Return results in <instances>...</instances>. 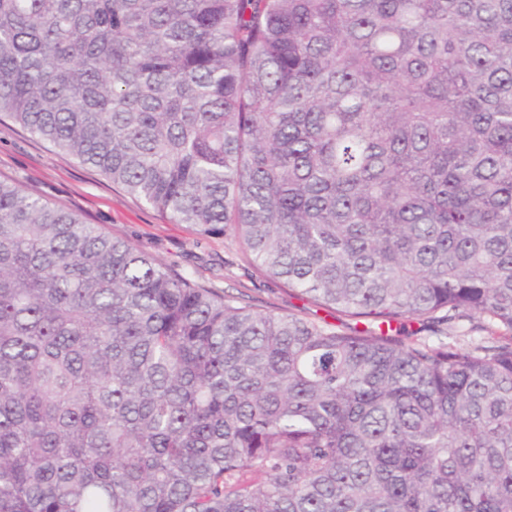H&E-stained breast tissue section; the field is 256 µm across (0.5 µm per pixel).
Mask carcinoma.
I'll return each mask as SVG.
<instances>
[{"instance_id": "carcinoma-1", "label": "carcinoma", "mask_w": 512, "mask_h": 512, "mask_svg": "<svg viewBox=\"0 0 512 512\" xmlns=\"http://www.w3.org/2000/svg\"><path fill=\"white\" fill-rule=\"evenodd\" d=\"M2 116L367 328L0 180V512H512V0H0Z\"/></svg>"}]
</instances>
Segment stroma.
<instances>
[{
  "label": "stroma",
  "mask_w": 512,
  "mask_h": 512,
  "mask_svg": "<svg viewBox=\"0 0 512 512\" xmlns=\"http://www.w3.org/2000/svg\"><path fill=\"white\" fill-rule=\"evenodd\" d=\"M0 179L78 213L86 223L128 240L200 285L243 295L251 309L294 312L315 320L326 316L314 304L263 279L230 236H204L192 225L171 223L96 169L6 120L0 121Z\"/></svg>",
  "instance_id": "1"
}]
</instances>
